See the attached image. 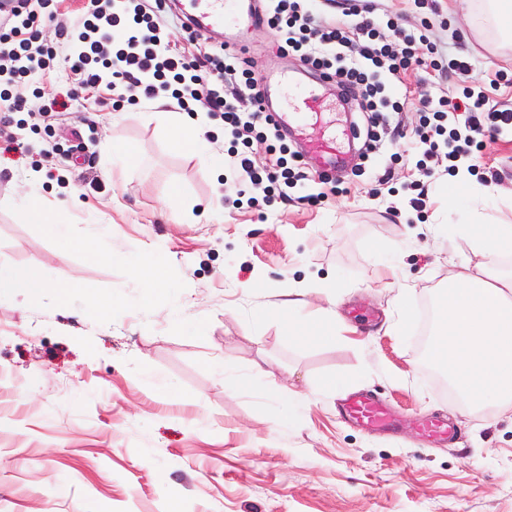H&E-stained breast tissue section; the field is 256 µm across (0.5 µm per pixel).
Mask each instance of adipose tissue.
Returning a JSON list of instances; mask_svg holds the SVG:
<instances>
[{
	"instance_id": "adipose-tissue-1",
	"label": "adipose tissue",
	"mask_w": 512,
	"mask_h": 512,
	"mask_svg": "<svg viewBox=\"0 0 512 512\" xmlns=\"http://www.w3.org/2000/svg\"><path fill=\"white\" fill-rule=\"evenodd\" d=\"M155 118L165 124L175 147L191 148L209 167H223V156L178 113L159 112ZM17 208L25 220L46 225L55 237H68L66 208L48 209L32 193L20 196ZM464 233L480 260L450 271L448 300L440 306L427 357L447 374L449 386L470 409L490 400L498 408L512 409V271L500 267L503 252L512 248V224L468 226ZM310 293L307 287L293 291L286 318L290 337L323 343L338 340L344 330L338 314L329 306L309 312Z\"/></svg>"
}]
</instances>
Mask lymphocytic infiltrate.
<instances>
[{
  "label": "lymphocytic infiltrate",
  "mask_w": 512,
  "mask_h": 512,
  "mask_svg": "<svg viewBox=\"0 0 512 512\" xmlns=\"http://www.w3.org/2000/svg\"><path fill=\"white\" fill-rule=\"evenodd\" d=\"M168 10L165 0H88L79 15L61 24L58 0H12L0 19V112H24L41 121L103 84L130 105L163 94L188 113L201 105L221 119L230 140L225 200L269 206L287 199L289 189L311 176L264 114L248 57L224 44L196 56L173 49L166 39ZM265 13L278 51L298 56L309 69L332 72L343 95L361 94L373 126L369 142H378V129L390 126L405 108L419 112L414 138L423 158L409 201L414 211L427 205L428 182L455 175L460 161L477 162L486 141L512 131V108L487 107L481 89L466 87L415 104L402 94V76L410 66L462 75L472 69L465 59L444 62L432 50L419 54L430 18L408 30L398 18L377 16L370 0H345L341 16L331 21L319 19L317 0H265ZM48 25L54 28L50 39L43 35ZM65 47L76 81L44 94L39 80ZM228 84L234 89L230 96L224 92ZM256 142L266 144L274 163L256 162L251 151Z\"/></svg>",
  "instance_id": "1"
}]
</instances>
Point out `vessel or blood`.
<instances>
[{"mask_svg": "<svg viewBox=\"0 0 512 512\" xmlns=\"http://www.w3.org/2000/svg\"><path fill=\"white\" fill-rule=\"evenodd\" d=\"M172 10L198 35L227 25L249 29L265 21L260 0H173ZM259 83L265 112L273 116L282 134L302 144L305 154L315 158L318 173L332 177L343 169L345 151L335 139L312 140L305 134L307 124L321 109L318 97L293 75L263 76ZM340 412L348 422L368 429L390 431L398 424L395 411L367 391L351 393ZM420 433L443 442L454 440L457 430L444 419L430 418L421 424Z\"/></svg>", "mask_w": 512, "mask_h": 512, "instance_id": "vessel-or-blood-1", "label": "vessel or blood"}]
</instances>
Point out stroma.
I'll return each mask as SVG.
<instances>
[{
  "label": "stroma",
  "instance_id": "obj_1",
  "mask_svg": "<svg viewBox=\"0 0 512 512\" xmlns=\"http://www.w3.org/2000/svg\"><path fill=\"white\" fill-rule=\"evenodd\" d=\"M429 41L472 62L490 105L512 107V47L479 32L480 0H428ZM255 73L303 71L281 56L265 30L248 52ZM410 98L461 91L451 70L410 68ZM76 102L49 127L16 129L25 152L0 154V268H28L46 287L0 292V512H512V411L470 413L425 373L417 323L440 307L448 260L471 258L459 223L512 224V132L488 142L475 174L429 190L420 221L407 223L417 180L408 108L376 145L378 162L401 159L388 185L340 180L316 207L294 201L258 211L214 197L224 174L190 149L172 147L146 119L152 102L113 109ZM360 99L326 90L323 124L310 136L365 125ZM132 147L122 171L109 169L112 144ZM58 145L54 161L44 153ZM93 170L103 187H84ZM70 173V187L57 176ZM36 191L47 206L70 204L69 241L27 222L14 198ZM458 189L477 204L448 210ZM109 224L113 256L94 259L84 240ZM327 282L317 305L335 300L372 312L332 343L290 339L278 316L289 288ZM80 289L66 287L70 279ZM169 283L146 298L144 281ZM410 325L394 331L401 284ZM122 313L104 318L97 299ZM189 303L190 330L170 311ZM266 373L254 384L255 368ZM363 389L405 417L394 434L345 423L337 406ZM431 416L453 418L454 444L417 434Z\"/></svg>",
  "mask_w": 512,
  "mask_h": 512
}]
</instances>
